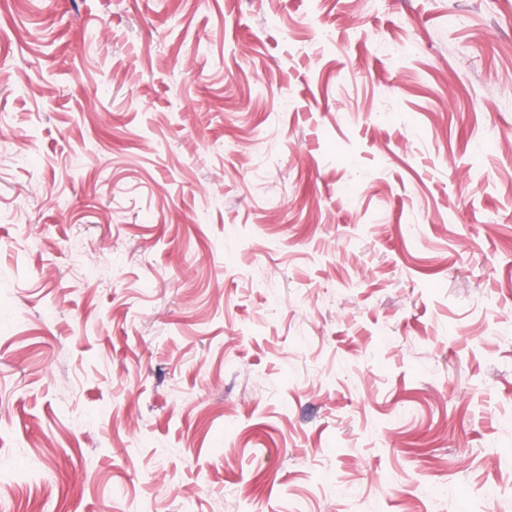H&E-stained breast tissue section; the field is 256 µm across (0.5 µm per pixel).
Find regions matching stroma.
I'll list each match as a JSON object with an SVG mask.
<instances>
[{
    "instance_id": "obj_1",
    "label": "stroma",
    "mask_w": 512,
    "mask_h": 512,
    "mask_svg": "<svg viewBox=\"0 0 512 512\" xmlns=\"http://www.w3.org/2000/svg\"><path fill=\"white\" fill-rule=\"evenodd\" d=\"M0 512H512V0H0Z\"/></svg>"
}]
</instances>
